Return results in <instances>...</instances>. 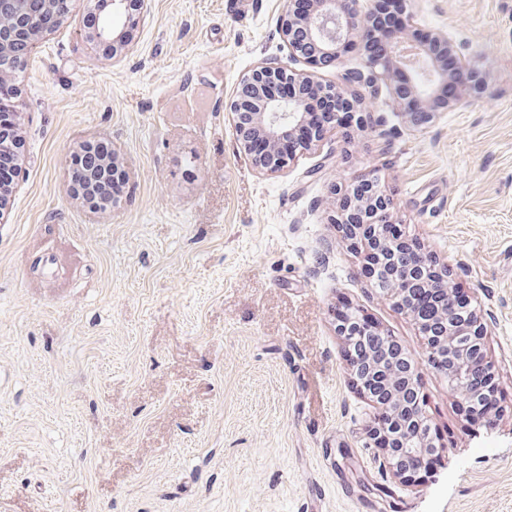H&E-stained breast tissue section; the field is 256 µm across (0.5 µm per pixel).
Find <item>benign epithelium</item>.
Here are the masks:
<instances>
[{
  "instance_id": "obj_1",
  "label": "benign epithelium",
  "mask_w": 512,
  "mask_h": 512,
  "mask_svg": "<svg viewBox=\"0 0 512 512\" xmlns=\"http://www.w3.org/2000/svg\"><path fill=\"white\" fill-rule=\"evenodd\" d=\"M17 0H0V84L12 79L16 59L15 46L22 45V54L29 57L46 41L51 31L29 27L17 15ZM143 4L145 0H106V12L97 19L94 27L84 31V38L99 51L115 57L128 50L132 44L133 22L131 3ZM304 0H286L279 17V32L291 52L290 62L278 58H267L244 73L235 92L225 102L224 110L230 116L236 136L237 148L252 164L254 171L275 173L290 166L299 155L322 140L325 132L336 124V116L323 122L315 135L301 141L288 152L280 148V138L287 132L303 125L307 120L306 93L322 97H336L353 105L361 113L359 128L372 123V112L367 100L379 95L381 86H390L393 94V109L412 121H431L450 109L471 103L483 89L479 79L480 70L469 60L461 57L457 46L446 30L430 32L425 43L414 37L412 17L404 20V30L398 35L382 41L381 47L372 48L379 41L372 25L370 14L360 10L359 0H310L303 8ZM358 45L361 49V68L347 71L339 83H323L315 78L313 69L319 67L316 54L341 58L337 48ZM453 59L458 72L472 74V80L456 85L453 95H448L447 60ZM303 60L310 71L302 73L291 63ZM272 84L288 86V93L268 96L266 88ZM258 139L266 142V149L259 155L252 145ZM373 185L369 198H360L353 185L339 188L341 206L336 224L353 240L356 248L368 257L371 252H382L390 257L396 250L404 249L402 241L392 237L372 235V232L394 225L393 203L378 188L374 177L367 178ZM386 273L390 285L386 296L407 315L410 308L402 304L400 296L410 285L402 266L393 262ZM379 324L361 316L336 326L337 335L343 340H352L357 332L378 331ZM488 325L470 313L468 320L459 325L450 320L440 345L454 353L444 377L448 389L463 401L473 399L472 379L469 369L476 353L484 350ZM403 416L401 424L415 433L419 445L414 453L442 455L445 448L434 445L430 431L432 419L422 408H397ZM379 450L380 467L392 477L409 482L402 467V450L375 440Z\"/></svg>"
}]
</instances>
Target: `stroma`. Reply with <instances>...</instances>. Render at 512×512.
Segmentation results:
<instances>
[{"instance_id":"1","label":"stroma","mask_w":512,"mask_h":512,"mask_svg":"<svg viewBox=\"0 0 512 512\" xmlns=\"http://www.w3.org/2000/svg\"><path fill=\"white\" fill-rule=\"evenodd\" d=\"M479 60L468 107L342 125L257 174L224 103L288 60L285 0H148L135 42L95 55L74 0L19 73L22 173L0 217V512H512V0H405ZM106 140L126 173L106 211L72 196L71 154ZM374 173L408 239L478 315L500 417L470 424L411 318L362 272L334 187ZM420 366L446 457L387 477L339 310Z\"/></svg>"}]
</instances>
